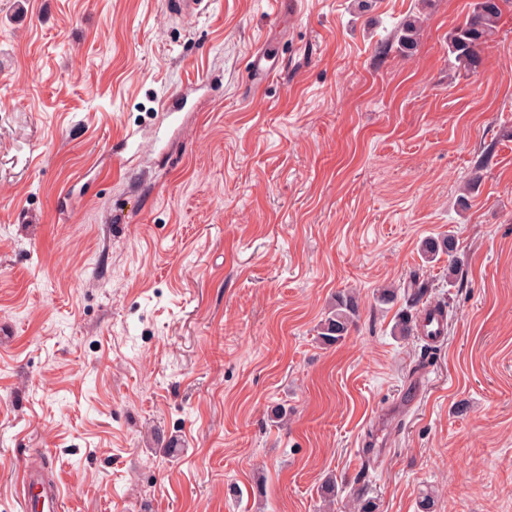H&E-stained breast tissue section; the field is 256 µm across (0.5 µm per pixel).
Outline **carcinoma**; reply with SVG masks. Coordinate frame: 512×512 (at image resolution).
Instances as JSON below:
<instances>
[{"instance_id": "cac0c4a2", "label": "carcinoma", "mask_w": 512, "mask_h": 512, "mask_svg": "<svg viewBox=\"0 0 512 512\" xmlns=\"http://www.w3.org/2000/svg\"><path fill=\"white\" fill-rule=\"evenodd\" d=\"M499 0H480L474 9L449 34V49L459 66L466 70L477 68L481 52L494 41L499 28ZM455 236L448 233L422 241L421 252L431 261L439 255L448 256V275L458 276L455 259ZM359 319L358 297L352 292H339L317 327L319 341L326 346L342 342Z\"/></svg>"}]
</instances>
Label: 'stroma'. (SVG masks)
Returning a JSON list of instances; mask_svg holds the SVG:
<instances>
[{"label": "stroma", "instance_id": "35a3bbf8", "mask_svg": "<svg viewBox=\"0 0 512 512\" xmlns=\"http://www.w3.org/2000/svg\"><path fill=\"white\" fill-rule=\"evenodd\" d=\"M476 2L0 0V512L42 458L64 512H319L329 475L512 512V0L467 71ZM413 280L438 346L393 333ZM499 0H481L449 34V49L465 70L477 68L481 52L494 41L499 28ZM455 236L448 233L437 237H428L422 241L421 252L427 261H433L439 255L448 256V278L453 275L452 279L458 276V263L455 259L456 252ZM359 319L358 297L352 292H338L317 327L319 341L326 346L341 343ZM448 331L446 314H437L433 309L427 310L421 317L417 332L428 344H439L444 340Z\"/></svg>", "mask_w": 512, "mask_h": 512}]
</instances>
